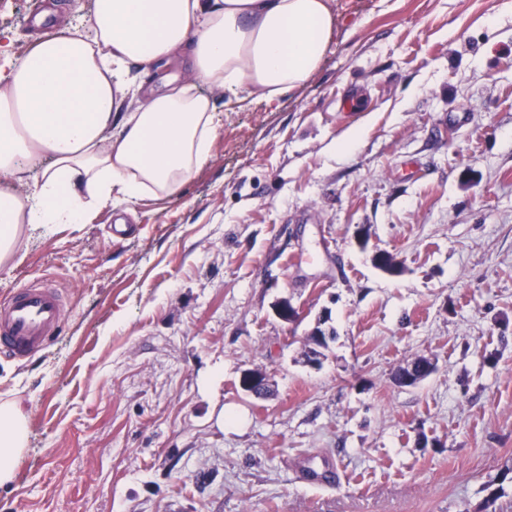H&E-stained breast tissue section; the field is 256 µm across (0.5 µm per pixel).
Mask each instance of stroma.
<instances>
[{"instance_id":"35a3bbf8","label":"stroma","mask_w":512,"mask_h":512,"mask_svg":"<svg viewBox=\"0 0 512 512\" xmlns=\"http://www.w3.org/2000/svg\"><path fill=\"white\" fill-rule=\"evenodd\" d=\"M47 5L0 0L11 61ZM338 5L278 107L213 92L179 197L0 265V302L39 283L65 304L37 355H0L30 428L0 512H512V0ZM252 368L271 396L242 391Z\"/></svg>"}]
</instances>
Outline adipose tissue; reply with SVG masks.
Segmentation results:
<instances>
[{
  "label": "adipose tissue",
  "instance_id": "1",
  "mask_svg": "<svg viewBox=\"0 0 512 512\" xmlns=\"http://www.w3.org/2000/svg\"><path fill=\"white\" fill-rule=\"evenodd\" d=\"M335 29V0H92L86 31L40 33L0 70V264L23 229L178 195L211 157L210 90L275 103L318 71ZM27 436L0 404V486Z\"/></svg>",
  "mask_w": 512,
  "mask_h": 512
}]
</instances>
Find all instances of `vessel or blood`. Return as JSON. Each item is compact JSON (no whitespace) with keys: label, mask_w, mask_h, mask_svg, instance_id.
I'll use <instances>...</instances> for the list:
<instances>
[{"label":"vessel or blood","mask_w":512,"mask_h":512,"mask_svg":"<svg viewBox=\"0 0 512 512\" xmlns=\"http://www.w3.org/2000/svg\"><path fill=\"white\" fill-rule=\"evenodd\" d=\"M63 317L55 289L41 285L17 289L0 305V352L18 360L33 357L57 337Z\"/></svg>","instance_id":"obj_1"}]
</instances>
